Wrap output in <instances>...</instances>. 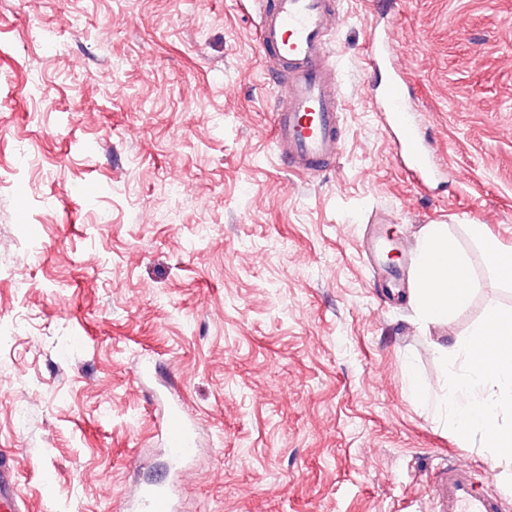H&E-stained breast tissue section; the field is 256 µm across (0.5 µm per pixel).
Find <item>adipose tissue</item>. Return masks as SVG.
Segmentation results:
<instances>
[{"label":"adipose tissue","instance_id":"1","mask_svg":"<svg viewBox=\"0 0 512 512\" xmlns=\"http://www.w3.org/2000/svg\"><path fill=\"white\" fill-rule=\"evenodd\" d=\"M418 257L420 287L413 299L426 322H446L472 292L467 262L449 240L447 225H427ZM438 356L447 368L443 412L457 436L480 438L497 458L512 462V426L501 419L512 410V313L489 308L482 323L451 347L439 348Z\"/></svg>","mask_w":512,"mask_h":512}]
</instances>
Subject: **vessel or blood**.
<instances>
[{
  "label": "vessel or blood",
  "instance_id": "1",
  "mask_svg": "<svg viewBox=\"0 0 512 512\" xmlns=\"http://www.w3.org/2000/svg\"><path fill=\"white\" fill-rule=\"evenodd\" d=\"M260 50L278 77L274 100L275 146L292 172L310 177L337 159L341 151L337 110L343 99L326 63V36L338 19L337 0H263L258 6ZM368 66L381 80L369 102L385 128L402 168L419 186L445 176L431 144L421 136L412 105V91L403 72L391 61L386 29L369 31ZM166 446L174 460L196 451V441L180 410H170ZM437 512H506V501L487 491L474 470L449 464L433 483ZM125 512H174L169 486L139 488ZM0 512H27L16 475L0 457Z\"/></svg>",
  "mask_w": 512,
  "mask_h": 512
}]
</instances>
